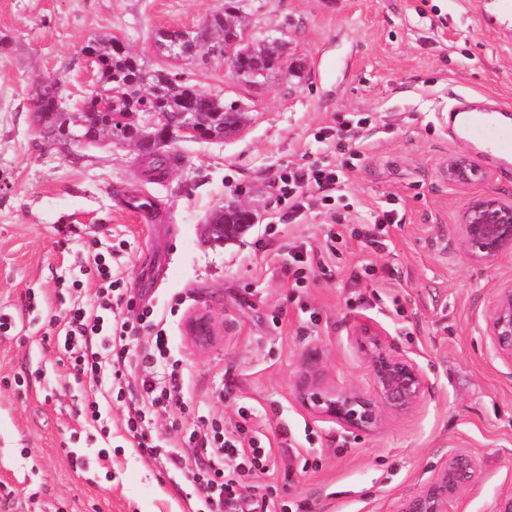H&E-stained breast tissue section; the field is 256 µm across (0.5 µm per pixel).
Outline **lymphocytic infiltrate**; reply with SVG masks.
<instances>
[{
  "mask_svg": "<svg viewBox=\"0 0 512 512\" xmlns=\"http://www.w3.org/2000/svg\"><path fill=\"white\" fill-rule=\"evenodd\" d=\"M338 180L339 172L329 161L281 173L275 185L288 203L289 222L301 220L304 209L310 205L330 204L329 191ZM87 273L97 280L98 290L94 297L74 299L70 316L57 332L56 340L77 376L92 379L98 398L89 403L84 422L106 435L110 428L101 407L111 404L113 397L123 396V377L128 365L134 360L150 364L165 358L170 338L153 320L151 312H143L135 325L114 312L112 294L116 282L108 243L98 242ZM141 329L148 336L146 346L138 351L130 349L133 336ZM185 390V376L181 372L170 371L161 380L145 376L139 384V397L130 403L125 420L135 451L158 463L173 480L183 477L188 461L180 449L153 432L151 422L157 412L182 405ZM189 442L198 468L193 475L198 512H239V486L246 476L267 472L269 448L256 443L251 450H244L240 441L227 437L223 426L214 422L192 431Z\"/></svg>",
  "mask_w": 512,
  "mask_h": 512,
  "instance_id": "obj_1",
  "label": "lymphocytic infiltrate"
}]
</instances>
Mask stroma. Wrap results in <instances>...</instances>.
<instances>
[{
	"mask_svg": "<svg viewBox=\"0 0 512 512\" xmlns=\"http://www.w3.org/2000/svg\"><path fill=\"white\" fill-rule=\"evenodd\" d=\"M224 0H0V308L24 309L38 292L43 311L29 328L0 339V512H194L190 479L169 482L130 448L125 407L110 413L111 440L85 426L92 399L54 343L50 318L66 321L70 300L60 275L85 264L96 241H109L131 304L123 318L163 312L166 363L131 366L128 381L162 376L177 363L187 405L154 428L177 447L201 420L226 432L245 427L271 448L267 474L240 489L244 512H386L410 493L451 448L470 450L478 484L465 512H492L512 491V371L483 333V313L499 282L512 279V255L491 267L453 247L472 188L448 185L449 154H473L487 191L512 196V161L490 156L448 128L457 98L512 109V22L496 0H242L254 40L288 44L296 70L260 86L238 80L218 59H175L159 50V30L198 28ZM112 34L148 69L188 76L197 88L246 107L242 133L224 141L178 140L173 158L143 175L140 152L125 142L65 148L44 137L29 110L33 81L62 73L73 96L84 90L71 61L88 38ZM372 129L356 158L336 156L342 173L335 203L288 223L279 172L331 155L328 130L354 116ZM148 192L160 223L127 200ZM256 216L238 239L217 242L203 226L227 203ZM394 205L402 221L375 226ZM341 234L335 257L313 266L305 287L290 271L292 246L318 248ZM369 277L352 280L361 264ZM208 312L216 341L197 347L187 318ZM372 323L412 352L430 388L420 408L387 417L372 434H353L305 409L296 388L316 353L323 389L367 386L369 368L354 337ZM40 367L44 379L17 387ZM249 406L242 418L238 410ZM83 454L87 472L69 464Z\"/></svg>",
	"mask_w": 512,
	"mask_h": 512,
	"instance_id": "obj_1",
	"label": "stroma"
}]
</instances>
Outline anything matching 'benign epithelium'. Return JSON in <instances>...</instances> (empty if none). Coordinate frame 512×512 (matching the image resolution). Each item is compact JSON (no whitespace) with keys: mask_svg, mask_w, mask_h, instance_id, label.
<instances>
[{"mask_svg":"<svg viewBox=\"0 0 512 512\" xmlns=\"http://www.w3.org/2000/svg\"><path fill=\"white\" fill-rule=\"evenodd\" d=\"M224 48L219 51L205 42L195 47L198 55L220 56L224 63L235 67L247 48H253L245 26L225 20ZM272 58V66L280 70L288 65L283 44L275 39L262 45ZM200 117L186 113L173 117L168 113L152 112L145 128L177 130L183 139H192L200 130ZM441 175L452 186H476L488 180V173L478 160L467 152L448 155ZM242 218L240 224L224 223V208L215 210L205 234L226 241L238 237L255 223L250 209L232 203ZM455 245L470 261L484 266L495 265L503 256L512 254V198L496 193L472 195L458 218ZM186 330L201 346L211 345L220 330L205 312L192 314ZM484 334L489 339L494 357L512 369V280L500 283L484 312ZM363 335L370 337L364 347L370 366L369 390L343 386L324 390L304 383L298 391L302 406L325 417L348 432L369 433L378 430L388 415L415 412L429 391V381L418 361L409 352L399 349L378 329L366 326ZM479 468L476 457L462 448H450L432 474L421 481L411 493L398 497L389 512H464L462 507L477 485Z\"/></svg>","mask_w":512,"mask_h":512,"instance_id":"benign-epithelium-1","label":"benign epithelium"}]
</instances>
